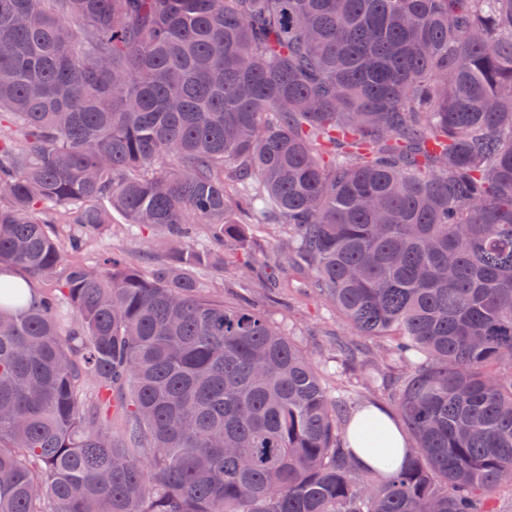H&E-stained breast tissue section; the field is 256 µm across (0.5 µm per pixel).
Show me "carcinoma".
Masks as SVG:
<instances>
[{
  "mask_svg": "<svg viewBox=\"0 0 512 512\" xmlns=\"http://www.w3.org/2000/svg\"><path fill=\"white\" fill-rule=\"evenodd\" d=\"M0 127V273L43 282L0 277V512L512 491V0H0ZM114 211L150 270L77 258ZM238 214L380 340L396 471L358 469L349 392L281 326L199 291L231 252L249 277Z\"/></svg>",
  "mask_w": 512,
  "mask_h": 512,
  "instance_id": "cac0c4a2",
  "label": "carcinoma"
}]
</instances>
